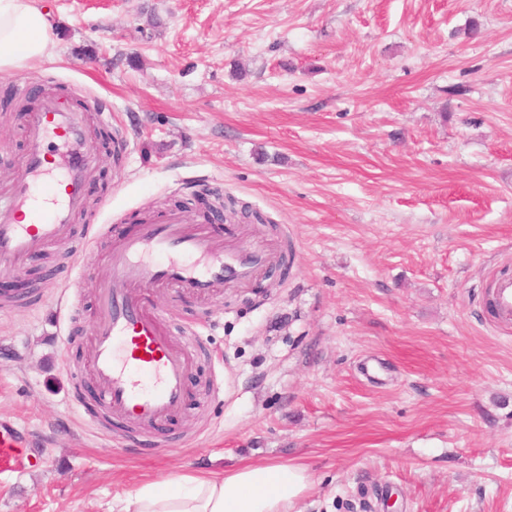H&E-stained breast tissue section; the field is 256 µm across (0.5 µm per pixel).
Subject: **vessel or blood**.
<instances>
[{
    "label": "vessel or blood",
    "instance_id": "1",
    "mask_svg": "<svg viewBox=\"0 0 512 512\" xmlns=\"http://www.w3.org/2000/svg\"><path fill=\"white\" fill-rule=\"evenodd\" d=\"M26 147L22 170L8 195H0V270L18 271L47 246L68 240L71 256L87 248L73 222L87 207L85 189L96 156L85 111L56 95L39 97L22 116ZM43 198L35 200L34 187ZM279 260L269 246L223 244L182 213L153 217L131 237L114 242L112 276L101 287L85 372L103 387L113 418L139 430L162 426L185 410L187 378L199 341L173 338L149 292L174 288L200 298L217 297L247 283ZM496 325L512 328V276L492 280ZM149 374L143 384L141 374Z\"/></svg>",
    "mask_w": 512,
    "mask_h": 512
}]
</instances>
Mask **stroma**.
Here are the masks:
<instances>
[{
    "instance_id": "obj_1",
    "label": "stroma",
    "mask_w": 512,
    "mask_h": 512,
    "mask_svg": "<svg viewBox=\"0 0 512 512\" xmlns=\"http://www.w3.org/2000/svg\"><path fill=\"white\" fill-rule=\"evenodd\" d=\"M52 58L10 86L95 97L77 278L66 244L0 306V512H108L137 481L307 465L300 512H512V0H38ZM24 132L0 118V187ZM260 212L238 243L292 256L211 300L149 298L201 335L193 397L159 431L102 425L89 355L113 242L203 188ZM231 398L212 392L217 370ZM490 299L496 315L494 322L499 328H512V276H495L491 281Z\"/></svg>"
}]
</instances>
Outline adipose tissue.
Returning a JSON list of instances; mask_svg holds the SVG:
<instances>
[{
  "label": "adipose tissue",
  "instance_id": "1",
  "mask_svg": "<svg viewBox=\"0 0 512 512\" xmlns=\"http://www.w3.org/2000/svg\"><path fill=\"white\" fill-rule=\"evenodd\" d=\"M53 34L34 0H0V74L52 56ZM312 483L308 468L247 463L231 473L182 474L142 481L114 512H294Z\"/></svg>",
  "mask_w": 512,
  "mask_h": 512
}]
</instances>
